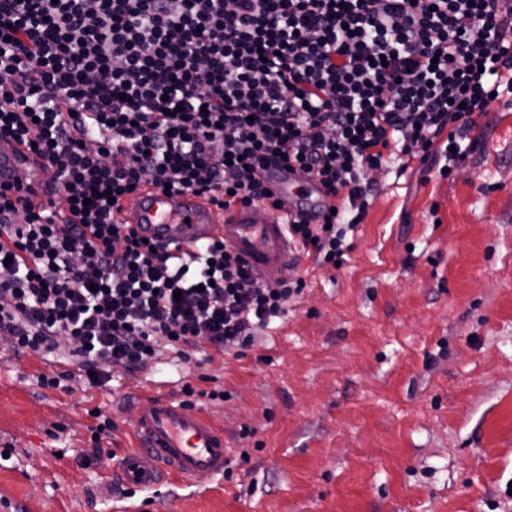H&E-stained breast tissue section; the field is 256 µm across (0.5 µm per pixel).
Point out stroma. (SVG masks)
<instances>
[{"mask_svg": "<svg viewBox=\"0 0 512 512\" xmlns=\"http://www.w3.org/2000/svg\"><path fill=\"white\" fill-rule=\"evenodd\" d=\"M472 136L450 176L417 158L379 173L345 264L285 271L302 294L242 356L169 353L63 391L0 341V512H512V95ZM157 382L191 384L231 478L111 492ZM97 408L114 429L89 464Z\"/></svg>", "mask_w": 512, "mask_h": 512, "instance_id": "35a3bbf8", "label": "stroma"}]
</instances>
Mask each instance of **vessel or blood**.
Wrapping results in <instances>:
<instances>
[{
	"label": "vessel or blood",
	"instance_id": "1",
	"mask_svg": "<svg viewBox=\"0 0 512 512\" xmlns=\"http://www.w3.org/2000/svg\"><path fill=\"white\" fill-rule=\"evenodd\" d=\"M56 182V172L47 161L0 140V187L9 186L11 196H23L28 188L39 190ZM268 182L291 211L323 200L315 185H298L283 170L272 171ZM118 219L144 225L147 234L176 248L185 249L215 235L223 237L254 274L263 278L288 268L299 257L286 225L259 204L223 212L201 199L152 188L125 202ZM147 402L133 426L135 448L115 465L123 480L142 489L159 486L168 470L196 487L223 477L232 459L223 428L162 388H155Z\"/></svg>",
	"mask_w": 512,
	"mask_h": 512
}]
</instances>
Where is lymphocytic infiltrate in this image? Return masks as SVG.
I'll use <instances>...</instances> for the list:
<instances>
[{"label":"lymphocytic infiltrate","mask_w":512,"mask_h":512,"mask_svg":"<svg viewBox=\"0 0 512 512\" xmlns=\"http://www.w3.org/2000/svg\"><path fill=\"white\" fill-rule=\"evenodd\" d=\"M512 94V0H0V140L55 169L49 205L0 194V335L55 356L44 388L165 352L253 347L304 280H263L215 239L181 253L115 217L142 187L217 208L318 181L288 238L339 268L396 156L462 159ZM268 182L276 196L280 198L285 207L296 212L299 204L315 206L324 201L322 194L313 184L303 185V189L295 191L298 183L287 171L275 170L268 175Z\"/></svg>","instance_id":"f902f5d3"}]
</instances>
